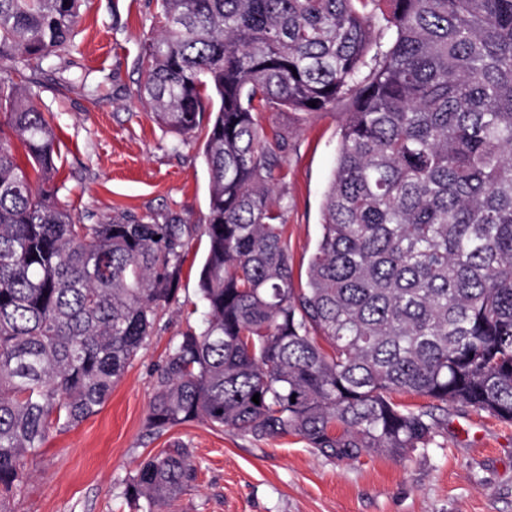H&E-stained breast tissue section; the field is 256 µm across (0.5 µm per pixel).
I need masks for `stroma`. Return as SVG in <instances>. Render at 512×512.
Listing matches in <instances>:
<instances>
[{"mask_svg":"<svg viewBox=\"0 0 512 512\" xmlns=\"http://www.w3.org/2000/svg\"><path fill=\"white\" fill-rule=\"evenodd\" d=\"M158 28L156 0H88L73 43L30 84L57 136L56 200L80 223L131 215L185 224L208 217L209 172L200 140L159 125L138 90L139 59ZM342 110L263 114L288 142L287 235L296 284L321 235V204L336 161ZM206 240L185 247L179 291L96 414L53 430L10 501L13 512H129L122 492L140 462L169 444L190 448L197 480L168 512H512V423L465 405L441 414L428 447L405 461L339 463L295 435L255 439L202 422L162 435L146 428L153 374L196 325Z\"/></svg>","mask_w":512,"mask_h":512,"instance_id":"35a3bbf8","label":"stroma"}]
</instances>
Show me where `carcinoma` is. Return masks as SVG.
Here are the masks:
<instances>
[{"mask_svg": "<svg viewBox=\"0 0 512 512\" xmlns=\"http://www.w3.org/2000/svg\"><path fill=\"white\" fill-rule=\"evenodd\" d=\"M83 2L0 0V67L35 70L65 51ZM158 6L140 93L165 128L202 136L210 181L203 318L156 371L147 427L295 434L343 462L405 459L432 440L433 410L455 404L512 422V0ZM340 107L321 235L297 288L278 188L287 143L260 117ZM0 110V512H11L51 430L97 413L151 336L196 227L78 223L51 186V119L2 76ZM196 478L174 444L123 496L132 512H166Z\"/></svg>", "mask_w": 512, "mask_h": 512, "instance_id": "obj_1", "label": "carcinoma"}]
</instances>
